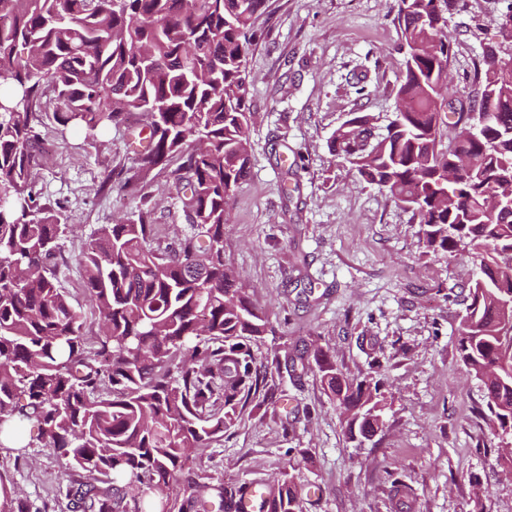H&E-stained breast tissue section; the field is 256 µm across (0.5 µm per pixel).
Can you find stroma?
Here are the masks:
<instances>
[{
  "label": "stroma",
  "mask_w": 512,
  "mask_h": 512,
  "mask_svg": "<svg viewBox=\"0 0 512 512\" xmlns=\"http://www.w3.org/2000/svg\"><path fill=\"white\" fill-rule=\"evenodd\" d=\"M493 0H458L448 16V72L459 97L477 98L473 63L497 43ZM396 0H267L247 62L250 173L230 202L224 255L273 334L263 350L281 361L286 404L246 416L197 462L212 485H260L295 466L304 512H512V477L476 409L483 387L459 360L471 258L424 254L410 211L360 182L329 149L351 113L385 134L395 110L403 54ZM48 137L36 172L43 197L59 202L73 231L62 241L59 284L87 310L77 256L103 224L135 219L139 196L123 186L136 172L123 131L107 149ZM112 189L98 192L105 170ZM159 200L154 248L188 230L172 179L152 173ZM328 351L352 377L379 362L385 427L356 445L320 382L312 352ZM312 459L298 464L295 449ZM21 498L41 512H71L63 462L48 448L25 460L0 457ZM411 490L395 494L390 476Z\"/></svg>",
  "instance_id": "stroma-1"
}]
</instances>
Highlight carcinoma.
I'll use <instances>...</instances> for the list:
<instances>
[{"label":"carcinoma","mask_w":512,"mask_h":512,"mask_svg":"<svg viewBox=\"0 0 512 512\" xmlns=\"http://www.w3.org/2000/svg\"><path fill=\"white\" fill-rule=\"evenodd\" d=\"M500 41L474 66L480 98L465 122L452 99L448 12L453 0H397L405 50L396 109L372 140L356 112L330 139L359 180L419 220L423 252L466 254L458 346L485 388L480 413L512 434V0ZM266 0H0V452L50 448L64 460L74 512H303L295 473L255 488L210 485L200 451L246 412L283 400L279 359L262 356L267 315L224 258L229 202L249 166L246 63ZM61 140L77 129L98 148L112 129L138 138V218L101 225L77 257L97 332L58 288L68 229L42 199L34 170L45 120ZM478 154L481 170L447 172ZM177 167L169 169L171 163ZM170 170L188 231L152 246L156 204L144 179ZM321 383L349 439L383 430L385 397L372 374L345 375L314 352ZM0 473V512H32Z\"/></svg>","instance_id":"cac0c4a2"}]
</instances>
